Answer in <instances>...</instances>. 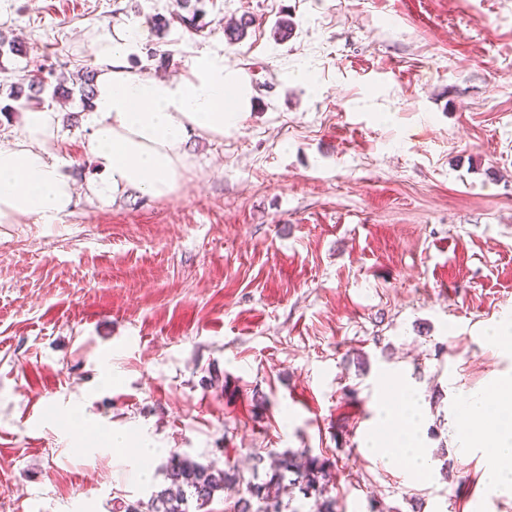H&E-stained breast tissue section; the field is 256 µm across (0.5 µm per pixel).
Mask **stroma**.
<instances>
[{
	"label": "stroma",
	"instance_id": "1",
	"mask_svg": "<svg viewBox=\"0 0 512 512\" xmlns=\"http://www.w3.org/2000/svg\"><path fill=\"white\" fill-rule=\"evenodd\" d=\"M198 6L200 32L178 0H0V39L27 49L0 53V106L14 74L78 81L120 24L130 68L218 53L247 97L223 137L191 135L163 200L87 191L90 111L60 104L50 152L83 190L60 222L0 224V512H116L171 453L265 472L304 448L336 512H512L458 413L512 378L491 337L512 324V0ZM392 381L426 475L366 448Z\"/></svg>",
	"mask_w": 512,
	"mask_h": 512
}]
</instances>
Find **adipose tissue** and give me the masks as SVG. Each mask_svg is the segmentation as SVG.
I'll return each mask as SVG.
<instances>
[{
  "mask_svg": "<svg viewBox=\"0 0 512 512\" xmlns=\"http://www.w3.org/2000/svg\"><path fill=\"white\" fill-rule=\"evenodd\" d=\"M139 34L124 26L100 38L96 54V95L84 151L98 166L92 186L103 199L131 190L164 199L182 187L189 170V134L223 136L242 113L243 93L219 54L197 59L181 78L146 76L128 68L126 52ZM61 130L57 111H27L23 129L10 144H0V224L33 217L54 224L75 202L77 184L68 169L53 162L50 145ZM397 402H386L383 420L391 431L372 449L387 461H401L415 475L429 461L414 430L405 421L418 412L407 384L389 388ZM463 411L482 425L491 463L487 485L512 490V379L499 382L491 395L464 402Z\"/></svg>",
  "mask_w": 512,
  "mask_h": 512,
  "instance_id": "1",
  "label": "adipose tissue"
}]
</instances>
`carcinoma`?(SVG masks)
<instances>
[{"mask_svg": "<svg viewBox=\"0 0 512 512\" xmlns=\"http://www.w3.org/2000/svg\"><path fill=\"white\" fill-rule=\"evenodd\" d=\"M95 70L82 72L80 97L86 106L94 98ZM46 86L39 77L27 78L16 86L13 100L18 108L28 109L43 104ZM327 460L304 451L297 455L284 452L274 456L267 479L261 483L247 481L229 465L218 469L204 465L179 453L171 454L166 466L168 485L156 491L148 503L137 501L123 506L124 512H191L211 503L215 494L226 487H237L239 498L233 512H282V497L287 490L299 488L304 498H315V512H335V501L327 495Z\"/></svg>", "mask_w": 512, "mask_h": 512, "instance_id": "obj_1", "label": "carcinoma"}]
</instances>
